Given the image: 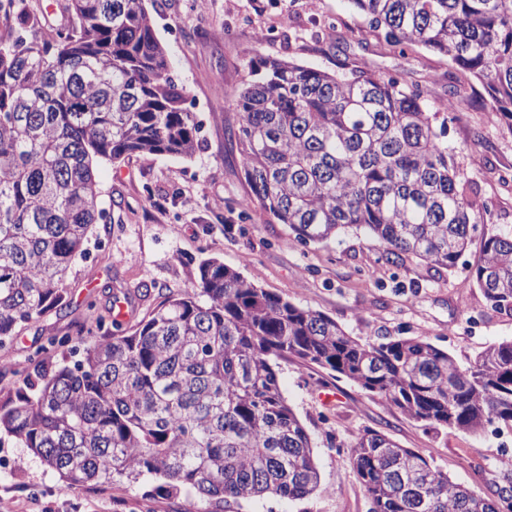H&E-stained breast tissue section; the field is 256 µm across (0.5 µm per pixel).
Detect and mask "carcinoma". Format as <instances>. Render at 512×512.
<instances>
[{
  "instance_id": "cac0c4a2",
  "label": "carcinoma",
  "mask_w": 512,
  "mask_h": 512,
  "mask_svg": "<svg viewBox=\"0 0 512 512\" xmlns=\"http://www.w3.org/2000/svg\"><path fill=\"white\" fill-rule=\"evenodd\" d=\"M13 3L0 38V343L63 307L65 281L102 219L92 161L191 157L199 125L171 74L145 0H68L53 27ZM401 48L448 58L479 81L512 126V0H349ZM234 138L250 194L297 241L353 228L386 263L453 271L484 203L460 181L444 141L448 110L419 86L365 70L331 73L248 62ZM472 281L512 313V227L483 235ZM51 352L25 387L0 397V439L21 443L69 488L161 480L157 496L289 500L320 488L311 439L272 359L336 372L418 422L475 436L512 426V339L467 367L422 338L363 342L335 320L208 259L199 279L124 329ZM106 318L95 317L98 327ZM371 512H512V476L494 497L457 483L410 448L367 431L350 446Z\"/></svg>"
}]
</instances>
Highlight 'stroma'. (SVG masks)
I'll list each match as a JSON object with an SVG mask.
<instances>
[{"label": "stroma", "instance_id": "obj_1", "mask_svg": "<svg viewBox=\"0 0 512 512\" xmlns=\"http://www.w3.org/2000/svg\"><path fill=\"white\" fill-rule=\"evenodd\" d=\"M157 37L200 125L192 159L133 155L95 167L105 217L91 228L88 253L73 265L64 308L0 344V396L15 391L54 338L96 333L95 314L128 296L130 327L166 296L198 279L202 260L239 268L257 287L320 312L364 341L421 337L468 365L489 344L512 337V314L492 310L470 277L483 234L512 226V127L487 112L479 82L474 106L449 118L446 139L463 182L488 205L461 265L434 271L416 260L385 264L376 243L355 231L302 244L260 208L243 210L249 192L230 134L235 98L250 58H278L336 70L338 63L420 86L431 106L451 97L462 76L427 50L406 54L371 33L349 0H148ZM337 38L324 36L328 22ZM148 285L141 294L140 285ZM282 392L311 437L321 491L302 500L229 502L224 512H369L349 459L352 441L374 430L423 455L453 479L491 495L512 461V428L480 436L428 427L339 374L296 358L278 360ZM0 499L24 512H175L176 500L146 497L142 483L65 488L27 449L0 442Z\"/></svg>", "mask_w": 512, "mask_h": 512}]
</instances>
